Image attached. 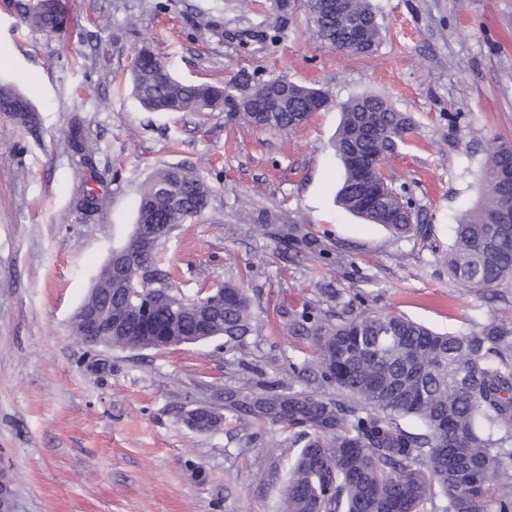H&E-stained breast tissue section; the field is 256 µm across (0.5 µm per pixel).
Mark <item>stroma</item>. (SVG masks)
<instances>
[{"mask_svg": "<svg viewBox=\"0 0 512 512\" xmlns=\"http://www.w3.org/2000/svg\"><path fill=\"white\" fill-rule=\"evenodd\" d=\"M30 0H0V78L39 110L30 133L0 115V473L15 512H277L298 451L267 424L198 433L182 409L254 369L288 376L310 358L295 324L334 301L404 315L439 332L512 320V288L486 301L441 261L472 206L493 145L512 144V0H371L377 50L358 56L320 42L305 0H61L67 23L46 35L23 21ZM135 27H128V18ZM275 42L261 43V31ZM149 42L181 80L245 73L328 90L335 107L288 132L224 110L145 111L127 78ZM385 97L414 130L384 164L420 233L392 237L338 206L343 170L329 147L340 102ZM97 147L79 161L73 122ZM184 166L210 184L204 213L161 247L180 288L234 278L258 330L234 353L215 338L109 355L71 335L73 316L135 221L140 184ZM110 204L81 206L91 172Z\"/></svg>", "mask_w": 512, "mask_h": 512, "instance_id": "1", "label": "stroma"}]
</instances>
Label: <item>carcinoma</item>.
Masks as SVG:
<instances>
[{
	"instance_id": "cac0c4a2",
	"label": "carcinoma",
	"mask_w": 512,
	"mask_h": 512,
	"mask_svg": "<svg viewBox=\"0 0 512 512\" xmlns=\"http://www.w3.org/2000/svg\"><path fill=\"white\" fill-rule=\"evenodd\" d=\"M315 36L346 48L344 18L361 25L359 54L379 44L380 26L370 0H306ZM26 23L58 32L64 22L60 0H37L25 10ZM132 93L150 112H200L222 108L260 129L287 131L312 112L334 105L328 93L283 78L223 84L176 79L150 44L137 51L130 69ZM288 98L268 112L246 104L272 88ZM24 98L0 81V113L27 129L35 112H15ZM342 121L334 140L343 165L337 203L401 238L418 231L402 194L381 173L382 163L412 132L411 119L378 96L337 104ZM75 150L89 165L96 147L73 126ZM512 146L492 148L478 184L475 206L460 214L444 260L456 281L481 291L512 279ZM212 188L179 166L157 169L140 187L136 223L152 226L150 244L124 243L130 258L107 260L77 311L71 334L84 343L82 313L88 306L112 320V347L130 350L142 343L168 344L211 336L231 351L256 332L247 291L229 279L199 306L176 285L159 245L180 224L200 216ZM82 201L93 210L108 196L83 187ZM147 285L150 311L135 310L136 277ZM298 329L311 336L313 356L289 363L288 381L242 378L224 390V413L202 408L201 432L232 420L242 431L256 422L287 431L301 449L285 480L281 512H512V485L496 477L512 470V322H490L457 334H439L394 314L357 312L350 304L329 309ZM316 375L336 394L311 392L305 377ZM409 419L419 425L410 432Z\"/></svg>"
}]
</instances>
